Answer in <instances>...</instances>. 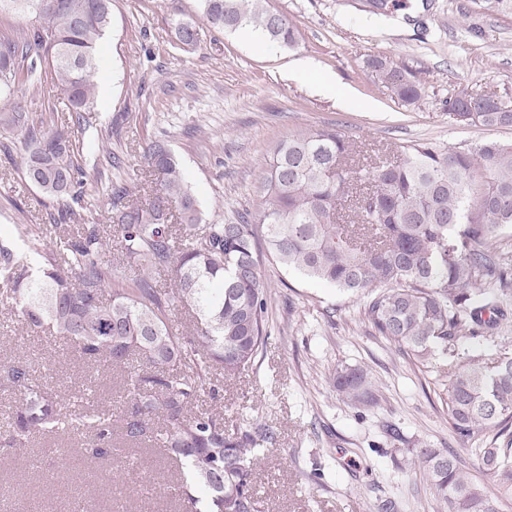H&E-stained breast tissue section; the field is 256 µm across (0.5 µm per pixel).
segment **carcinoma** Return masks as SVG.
I'll return each instance as SVG.
<instances>
[{
  "instance_id": "carcinoma-1",
  "label": "carcinoma",
  "mask_w": 512,
  "mask_h": 512,
  "mask_svg": "<svg viewBox=\"0 0 512 512\" xmlns=\"http://www.w3.org/2000/svg\"><path fill=\"white\" fill-rule=\"evenodd\" d=\"M202 17L218 29H254L291 47L297 29L260 0H200ZM486 13L512 14V0H473ZM24 24L0 36V97L10 111L0 125L19 132L20 169L54 211L53 240L32 234L41 258L0 243V304L30 330L52 329L88 364L124 375L126 406L118 413L70 411L33 382L24 359L0 363V387L19 402L0 426L10 447L36 434L83 435L94 456L112 455V434L158 445L178 460L208 512H264L253 490L252 459L276 444L274 431L224 428L189 407L212 372L231 379L251 367L268 336V285L260 243L274 262L306 279L365 300L378 335L408 347L422 363L446 359L458 367L448 382V417L465 444L497 481L490 494L466 475L446 448L415 451L436 498L450 512H502L512 500V352L486 335L506 318L512 277L499 262V244L512 230V141L486 140L471 149L433 142L377 150L356 160L358 145L334 125L303 127L276 143L254 207L230 223L201 224L202 212L175 154L163 139L141 145L142 170L152 187L140 197L125 179L108 184L106 223L73 207L90 174L74 158L92 144L75 134L94 101L96 52L112 23V0H0ZM184 47L197 45L189 22L175 25ZM48 61L70 121L35 120L25 99L41 83ZM383 86L408 104L424 82L381 58L367 62ZM460 92L448 97V118L485 128H512L501 101ZM116 247L117 262L101 254ZM138 271L129 279L124 270ZM166 272L172 288L157 287ZM189 306L194 331L174 328L172 315ZM336 394L354 405L378 403L359 366L332 375Z\"/></svg>"
}]
</instances>
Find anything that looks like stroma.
<instances>
[{
	"mask_svg": "<svg viewBox=\"0 0 512 512\" xmlns=\"http://www.w3.org/2000/svg\"><path fill=\"white\" fill-rule=\"evenodd\" d=\"M384 15L363 12L361 0H263L298 29L296 45L266 55L240 32L213 28L200 0H112V25L100 40L97 86L84 115L86 139L111 127L93 155L96 164L80 201L96 218L108 209L106 186L122 175L141 178L140 147L168 141L197 198L204 223L221 224L256 203V187L272 147L298 128L334 124L367 148L413 141L472 147L512 140V129L462 127L448 119L457 89L512 105V16L483 14L472 0H405ZM193 23L196 47L175 45L174 27ZM382 57L425 79L413 105L381 84L367 65ZM308 59L355 98L352 106L311 90L290 71ZM17 136L0 127V240L22 248L26 230L47 222L35 189L4 150ZM123 157L122 171L108 164ZM269 285V336L252 368L202 393L195 411L277 437L255 466L254 488L265 512H377L392 498L398 512H448L412 449L428 445L457 454L481 476L482 466L448 421L446 388L455 368L421 365L397 343L378 336L361 299L316 285L263 260ZM49 363L35 384L75 405L117 406L119 374L93 370L64 340L32 333L0 313V358ZM339 365L368 370L378 403L360 410L339 399L330 375ZM125 462L119 487L100 481L109 462L89 454L73 434L33 437L25 449L0 450V512H190L177 467L164 449L115 445Z\"/></svg>",
	"mask_w": 512,
	"mask_h": 512,
	"instance_id": "35a3bbf8",
	"label": "stroma"
}]
</instances>
